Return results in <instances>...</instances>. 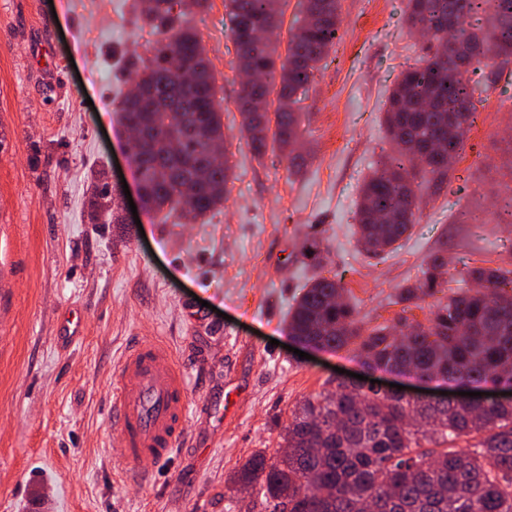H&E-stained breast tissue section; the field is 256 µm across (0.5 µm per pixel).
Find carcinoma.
Masks as SVG:
<instances>
[{
    "label": "carcinoma",
    "mask_w": 512,
    "mask_h": 512,
    "mask_svg": "<svg viewBox=\"0 0 512 512\" xmlns=\"http://www.w3.org/2000/svg\"><path fill=\"white\" fill-rule=\"evenodd\" d=\"M206 0H134L138 17L159 38L150 57L135 64L129 80L154 90L152 100L118 112L125 125L144 130L135 162L147 208L202 217L224 203L229 166L208 159L224 140L208 59L187 17ZM314 19L292 36L285 58L265 35L279 23L272 0H224L236 47V65L265 77L241 86V133L251 152L268 141L289 150L297 140L294 96L313 82L318 65L340 39L338 0H308ZM481 19L478 27L469 20ZM408 27L429 32L420 62L403 71L387 102L385 125L394 154L367 180L358 207L363 248L378 254L407 236L419 203L414 180L440 190L450 178L448 154H458L475 121L470 75L499 76L512 64V0H408ZM193 73L187 97L171 65ZM278 85L275 130L269 101ZM100 172L90 187L93 224L119 222V204ZM444 255H429L421 278L402 288L400 300L433 296L446 287ZM464 286L433 306L427 323L401 317L393 327L366 332L343 298L342 278L317 277L288 312V335L305 347L336 350L355 345L369 368L416 373L448 383L512 384V269L473 267ZM292 413L281 451L253 453L230 478L235 495L251 490L263 512H512V403L430 402L363 390L336 379Z\"/></svg>",
    "instance_id": "1"
}]
</instances>
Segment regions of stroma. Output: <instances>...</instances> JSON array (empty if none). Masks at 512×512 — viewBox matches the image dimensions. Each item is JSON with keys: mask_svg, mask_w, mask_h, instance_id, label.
<instances>
[{"mask_svg": "<svg viewBox=\"0 0 512 512\" xmlns=\"http://www.w3.org/2000/svg\"><path fill=\"white\" fill-rule=\"evenodd\" d=\"M131 2L0 0V512H248L229 508L228 476L274 454L294 407L338 369L363 371L347 348L286 350L288 307L309 278L343 275L370 329L426 320L431 298L406 310L396 293L431 252L453 272L512 267L506 74L478 103L448 184L419 190L410 236L376 257L356 242L362 185L391 152L387 97L425 44L408 33L407 0H339L341 40L298 103V168L275 145L253 158L241 138L231 23L224 0H208L191 23L224 109L223 207L89 223L92 170L117 199L136 185L116 100L126 57L146 56L154 35ZM152 339L187 366L191 446L137 482L106 407L128 346Z\"/></svg>", "mask_w": 512, "mask_h": 512, "instance_id": "obj_1", "label": "stroma"}]
</instances>
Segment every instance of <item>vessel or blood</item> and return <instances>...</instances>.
I'll return each mask as SVG.
<instances>
[{"label":"vessel or blood","instance_id":"vessel-or-blood-1","mask_svg":"<svg viewBox=\"0 0 512 512\" xmlns=\"http://www.w3.org/2000/svg\"><path fill=\"white\" fill-rule=\"evenodd\" d=\"M189 393L180 358L163 342L136 341L119 362L108 404L114 439L133 467L165 463L186 439Z\"/></svg>","mask_w":512,"mask_h":512}]
</instances>
